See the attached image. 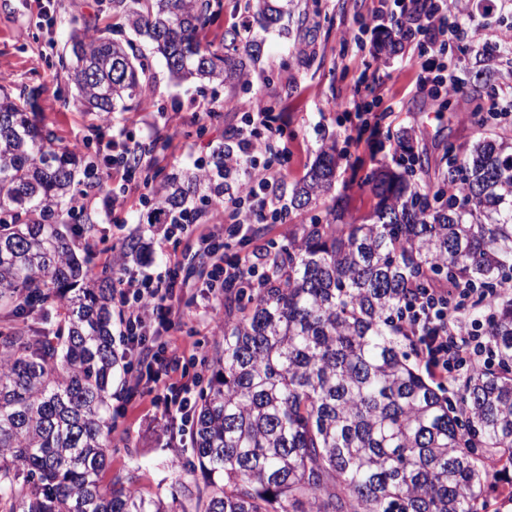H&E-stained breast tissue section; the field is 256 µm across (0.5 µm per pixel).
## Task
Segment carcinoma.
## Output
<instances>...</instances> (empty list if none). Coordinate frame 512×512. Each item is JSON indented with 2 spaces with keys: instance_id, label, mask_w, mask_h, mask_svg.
I'll use <instances>...</instances> for the list:
<instances>
[{
  "instance_id": "cac0c4a2",
  "label": "carcinoma",
  "mask_w": 512,
  "mask_h": 512,
  "mask_svg": "<svg viewBox=\"0 0 512 512\" xmlns=\"http://www.w3.org/2000/svg\"><path fill=\"white\" fill-rule=\"evenodd\" d=\"M161 54L178 81L243 80L230 51L258 48L251 27L214 47L205 27L220 0H110ZM91 23L72 30L59 64L72 105L103 121L147 90L144 64ZM0 85V309L55 308L52 334L0 328V512H170L130 487L133 471L103 478L112 455V272L90 273L97 221L76 194L101 189L100 152L59 136ZM211 170L163 183L164 206L201 182L224 194V147ZM343 153L324 144L293 190L304 209L333 188ZM367 180L377 202L359 224L334 197L325 222L303 224L260 255L263 288L224 294V336L200 392L182 512H490L493 468H512V142L487 134L430 193L418 154ZM82 173L85 180L76 179ZM85 247H80L79 240ZM141 238H127L138 259ZM507 284L488 332L494 362L459 378L452 402L396 324L418 288Z\"/></svg>"
}]
</instances>
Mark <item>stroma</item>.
Masks as SVG:
<instances>
[{
  "instance_id": "obj_1",
  "label": "stroma",
  "mask_w": 512,
  "mask_h": 512,
  "mask_svg": "<svg viewBox=\"0 0 512 512\" xmlns=\"http://www.w3.org/2000/svg\"><path fill=\"white\" fill-rule=\"evenodd\" d=\"M284 15L283 24L270 29L255 28L260 46L257 59H246L247 85L230 86L199 81L179 82L171 78L164 59L150 55L147 72L151 91L132 111H116L110 124L84 114L71 104L74 94L58 65L73 25L95 21L98 28H112L117 39L131 38L129 29L105 7L104 0H0V74L13 93L34 96L37 110L58 135L74 145L97 142L107 134L119 143L141 139L142 121L163 112L170 124H158L159 137L171 138L168 148H156V171L161 175L193 170L195 158H208L224 144L228 132L240 126L243 106L251 99L272 105L282 116L283 138L288 143V161L282 171L281 191L291 197L293 186L313 164L322 144L335 143L345 157L337 171L330 196L316 206L290 210L286 223L258 224L232 248L262 252L287 243L299 225L324 217L333 196H345L353 216L369 213L374 204L364 182L380 165H394L401 153L399 143L410 136L413 150L428 161L421 184H438L448 167V148L473 145L484 132H508L512 124L492 114L494 99L512 93V41L500 36L512 30V0H473L485 25L486 46L449 41L445 48L448 71L458 89L445 93L436 85L418 90L417 50L408 44L394 51L381 50L389 17H375L377 0H272ZM375 78L379 111L385 112L383 131L389 136L384 152L373 155L362 145L347 141V122L336 109L338 100L350 95L362 71ZM218 101V115L200 121L210 101ZM485 114L484 127L470 120L471 113ZM88 212L99 215L95 240V267L120 250L123 241L138 234L146 220L147 204L130 195L122 213L124 226H115L109 212L107 190H93L80 198ZM224 305L216 303L210 314L186 307L180 314L176 336L187 353L197 357L214 353L222 342ZM125 373H117L112 384L114 447L112 472L134 470L135 488L156 493L172 512H181L180 484L195 481L193 473L175 470L170 462L184 458L185 449L172 443L161 411L147 390L131 399L121 388Z\"/></svg>"
}]
</instances>
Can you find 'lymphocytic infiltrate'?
Here are the masks:
<instances>
[{"label": "lymphocytic infiltrate", "instance_id": "lymphocytic-infiltrate-1", "mask_svg": "<svg viewBox=\"0 0 512 512\" xmlns=\"http://www.w3.org/2000/svg\"><path fill=\"white\" fill-rule=\"evenodd\" d=\"M401 39L435 42L465 22L472 39H479L483 25L468 10L469 0H380ZM247 122L262 127L265 137L253 141L244 130H237L235 149L224 154V173L239 184L237 194L225 198L222 207L230 219L224 226L201 223L198 205H179L171 209L163 226V242L181 235H195L205 264L200 276L203 292H195L182 275L187 256L171 252L163 272L134 275L125 268L112 272V302L117 308L119 338L133 353L138 365L137 380L152 383L153 401L161 405L162 415L172 437L191 434L193 393L197 376L188 371L186 357L173 340L175 320L180 314L172 298L181 293L187 304L207 308L223 296L229 284L259 287L257 268L248 255L230 253L231 239L245 236L253 224H278L287 209L278 191L282 157L275 147L281 127L272 113L252 105ZM403 334L413 340L418 356L433 379L444 382L456 365H467L474 358H490L488 340L479 323L459 319L456 308L448 304L444 289H429L403 308L399 317Z\"/></svg>", "mask_w": 512, "mask_h": 512}]
</instances>
